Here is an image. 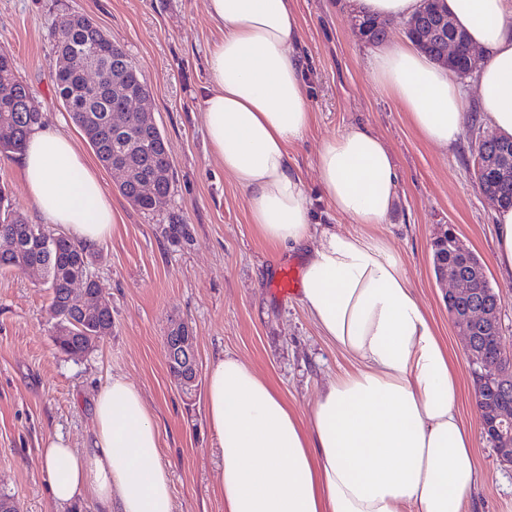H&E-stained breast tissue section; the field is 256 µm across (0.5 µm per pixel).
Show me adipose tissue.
Wrapping results in <instances>:
<instances>
[{"mask_svg":"<svg viewBox=\"0 0 512 512\" xmlns=\"http://www.w3.org/2000/svg\"><path fill=\"white\" fill-rule=\"evenodd\" d=\"M441 5L480 52L476 111L447 70L409 42L373 51L374 81L440 149L453 148L476 119L512 136V0ZM207 13L223 33L206 56L209 146L244 191L258 233L304 249L300 301L322 336L356 363L318 394L304 420L239 358L211 362L205 408L221 450L224 512H466L481 478L450 351L384 239L318 227L291 154L313 119L292 0H207ZM16 162L44 223L88 246L111 237L121 214L68 135L35 127ZM315 167L336 215L388 223L399 175L378 135L354 124L324 138ZM493 222L492 262L511 284L512 208H497ZM41 459L57 512L87 502L97 512H175L158 428L125 377L99 388L86 447L56 434Z\"/></svg>","mask_w":512,"mask_h":512,"instance_id":"ef3b65f1","label":"adipose tissue"}]
</instances>
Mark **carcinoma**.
<instances>
[{
	"instance_id": "1",
	"label": "carcinoma",
	"mask_w": 512,
	"mask_h": 512,
	"mask_svg": "<svg viewBox=\"0 0 512 512\" xmlns=\"http://www.w3.org/2000/svg\"><path fill=\"white\" fill-rule=\"evenodd\" d=\"M366 42L379 44L387 32L377 19H365ZM53 42L54 85L56 96L94 151L101 165L112 171L115 157L131 164L140 181L126 182L114 176L118 191L136 208L151 212L155 199L171 192V170L166 142L160 129L143 120L130 109L132 101L115 93L116 86L149 94V87L123 47L105 33L91 18L73 13L61 15L51 30ZM43 113L28 84L19 76L12 59L0 56V156L19 151L31 130L42 124ZM480 191L494 190L501 205L512 206V183L500 184L487 171L476 175ZM101 254L91 246L79 245L60 236L48 224H34L14 208L9 192L0 186V272L32 266L47 280L50 289L48 317L58 322L56 347L71 357H81L112 334V309L107 308L86 320L69 321L77 307L72 304L71 288L77 284L92 289L89 272ZM447 262L448 270L465 274L481 261L470 251L457 252L444 241L433 244V268ZM496 294L489 280L479 285V292L453 302L466 308L477 301H487Z\"/></svg>"
}]
</instances>
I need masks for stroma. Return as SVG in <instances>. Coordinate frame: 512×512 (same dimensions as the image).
<instances>
[{"mask_svg": "<svg viewBox=\"0 0 512 512\" xmlns=\"http://www.w3.org/2000/svg\"><path fill=\"white\" fill-rule=\"evenodd\" d=\"M295 7L314 121L292 153L312 208L320 222L384 238L399 255L441 340L458 354V410L477 430L474 453L484 475L479 512H512V468L499 464L478 431L463 339L448 313L447 287L437 281L432 264V244L448 230L482 262L490 260L494 206L475 184L471 137L463 135L446 151L420 137L397 99L373 80L372 47L357 35L343 0H295ZM68 12L93 18L141 71L167 142L173 186L157 210L145 213L103 174L122 222L100 244L93 271L112 306L114 326L82 359L56 349L46 313L50 292L42 279L30 271L0 273V495L13 498L18 512H55L41 474L42 442L59 432L83 447L97 390L120 375L142 392L157 425L177 512H224L205 394L186 399L173 382L164 357L168 328L188 323L200 368L217 355H234L272 381L302 416L353 362L320 335L299 296L274 291L280 265L303 266V254L274 250L257 234L244 193L209 147L201 119L209 84L205 58L221 33L206 0H0V55L14 59L46 123L75 137L92 163L96 157L53 85L49 32ZM355 123L385 141L400 175L386 224L336 216L318 191L314 157L320 141ZM175 222L183 234H170Z\"/></svg>", "mask_w": 512, "mask_h": 512, "instance_id": "obj_1", "label": "stroma"}]
</instances>
